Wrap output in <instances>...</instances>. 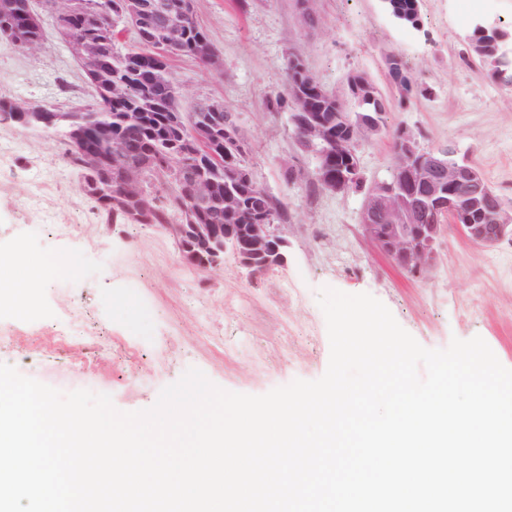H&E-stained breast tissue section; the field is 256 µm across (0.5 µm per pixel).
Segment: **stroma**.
Here are the masks:
<instances>
[{"mask_svg":"<svg viewBox=\"0 0 512 512\" xmlns=\"http://www.w3.org/2000/svg\"><path fill=\"white\" fill-rule=\"evenodd\" d=\"M194 7L222 67L172 58L181 108L218 100L231 112L255 181L284 214L286 264L254 275L228 255L221 268L200 270L168 233L107 223L80 192L60 137L0 125V253L20 244L45 266L26 317L0 307V363L63 392L108 394L122 411L152 407L192 367L226 390L262 395L325 373L330 343L318 295L328 286L371 294L425 348L479 336L512 368V237L486 247L444 229L432 270L413 277L362 235V193L319 186L283 99L292 53L350 109L347 79L364 74L387 103L380 135L358 148L365 182L388 175L392 134L406 127L424 147L474 161L512 207V87L496 83L465 43L475 18L512 27V0H419L415 28L394 24L378 0H315L310 26L296 0ZM45 29L37 53L0 45V97L89 104L80 65L53 23ZM392 56L411 73V92L390 76ZM290 167L301 179H287ZM72 254L75 270L56 267Z\"/></svg>","mask_w":512,"mask_h":512,"instance_id":"35a3bbf8","label":"stroma"}]
</instances>
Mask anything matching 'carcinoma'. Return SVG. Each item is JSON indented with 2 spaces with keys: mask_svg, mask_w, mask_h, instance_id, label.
Returning <instances> with one entry per match:
<instances>
[{
  "mask_svg": "<svg viewBox=\"0 0 512 512\" xmlns=\"http://www.w3.org/2000/svg\"><path fill=\"white\" fill-rule=\"evenodd\" d=\"M11 9L7 12L0 9V40H4L6 29L21 32L35 43L32 52H37L42 44L44 25L32 28L26 26L27 17L33 9L30 0H7ZM105 0H73L70 4L72 14L64 21H55L57 28L69 26V40L66 44L74 47L81 39L93 37L106 40L105 56L99 60L109 65L112 73L111 86L103 91L93 84L90 74L96 64L79 60L88 84L93 90L94 107L90 109L93 119L88 124L109 128L105 150L112 157V166L108 186H98L93 182H85L81 191L94 199L98 210L106 222H128L126 216L127 202L124 197L138 190V185L130 189L122 188L121 173L129 164H136L151 157L167 160L173 172L182 169L194 171L206 186L211 188L207 199L196 205L191 203L185 186L178 178L164 183L152 182V169L144 172L142 185L153 195L154 203L147 216L148 224L181 223L186 220L192 224H248L249 215L261 198L254 195L249 187L232 190L226 195L224 187L225 154L220 152L224 140H219L217 147L204 150L196 147L192 150L187 146L193 143V131L198 124L197 113L206 111L201 103L192 111L185 113L180 134L170 135L166 119L169 113L181 111L179 88L167 72H157L146 66L140 71L129 69L131 58L148 57L153 53L152 46L161 43V38H169V33H160L165 18L154 22L150 35L146 38L135 34V43L125 52L115 49L116 24L120 22L118 7L120 0H112L111 22L95 24L89 16L100 11ZM208 38L207 32L198 23L189 20L183 25V36L171 51L172 57H197L200 49L199 38ZM24 109V103L9 98H0V124L14 122V114ZM54 134L62 137L66 149V158L71 167L79 169V161L84 151L98 147L100 143L94 139L74 141L64 129L54 130Z\"/></svg>",
  "mask_w": 512,
  "mask_h": 512,
  "instance_id": "obj_1",
  "label": "carcinoma"
}]
</instances>
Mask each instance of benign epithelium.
<instances>
[{
  "instance_id": "obj_1",
  "label": "benign epithelium",
  "mask_w": 512,
  "mask_h": 512,
  "mask_svg": "<svg viewBox=\"0 0 512 512\" xmlns=\"http://www.w3.org/2000/svg\"><path fill=\"white\" fill-rule=\"evenodd\" d=\"M383 8L402 24L417 25L419 0H412L409 11L398 9L393 0H379ZM179 19L193 18L194 0H178L165 6ZM120 14L147 34L153 27L155 8L145 0H123ZM474 29L482 38H466L468 50L489 58L496 80L512 86V30L495 21L479 18ZM200 63L208 70L219 67L216 51L209 43L199 50ZM288 89L295 139L300 148L316 160L315 176H326L327 191L336 195L351 192L352 181L361 173L356 148L381 131L378 113L349 112L344 124L332 128L334 115L317 110L342 101L315 84L304 58L293 53L288 58ZM349 93L356 105L376 99L375 89L361 78H350ZM378 100V99H376ZM378 104H384L378 100ZM195 137L209 141L217 124L224 123V143L243 148L232 114L220 113L218 102H211ZM54 118L30 103L16 115V125L31 130ZM345 165L332 171L335 161ZM109 159L96 151L84 153L82 166L90 172L104 170ZM274 209L262 204L252 211L249 232L242 238L220 233L218 224H161L159 228L176 241L184 259L201 257L202 270L215 269L231 252L238 263L253 273L281 266L288 258L287 233L273 223ZM362 235L412 275L424 276L433 267L435 245L445 225L456 227L472 242L493 246L512 236V209L505 206L485 181L475 163L458 159L451 148L425 149L414 132L403 129L397 139V157L392 178L373 183L364 195L360 212Z\"/></svg>"
}]
</instances>
